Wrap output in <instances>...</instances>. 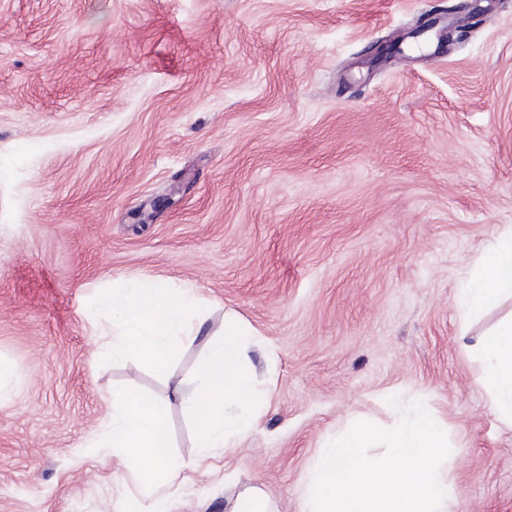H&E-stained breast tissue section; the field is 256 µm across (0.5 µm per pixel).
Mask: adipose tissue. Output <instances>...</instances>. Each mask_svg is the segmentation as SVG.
<instances>
[{"label": "adipose tissue", "mask_w": 512, "mask_h": 512, "mask_svg": "<svg viewBox=\"0 0 512 512\" xmlns=\"http://www.w3.org/2000/svg\"><path fill=\"white\" fill-rule=\"evenodd\" d=\"M512 298V225L504 226L457 298L460 308L479 314ZM98 308L117 313L121 334L103 340L113 358L135 357L166 370L173 348L200 338L207 302L194 288H166L143 278L115 282L97 301ZM253 330L230 316L223 330L205 340L196 363L204 384L190 406L198 415L195 446L199 458L232 451L259 425L266 397L255 388L245 363V344ZM486 359L483 386L489 411L512 428V314L486 329L475 343ZM112 413L105 424L106 447L119 453L139 475L149 512H172L189 483L185 465L172 459L165 416L169 402L127 388L109 395Z\"/></svg>", "instance_id": "adipose-tissue-1"}]
</instances>
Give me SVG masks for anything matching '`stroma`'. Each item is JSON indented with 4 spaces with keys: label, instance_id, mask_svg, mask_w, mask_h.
I'll list each match as a JSON object with an SVG mask.
<instances>
[{
    "label": "stroma",
    "instance_id": "1",
    "mask_svg": "<svg viewBox=\"0 0 512 512\" xmlns=\"http://www.w3.org/2000/svg\"><path fill=\"white\" fill-rule=\"evenodd\" d=\"M0 0V512H135L100 447L113 388L193 398L204 335L234 314L269 402L239 449L195 464L174 512L246 488L301 512L337 430L448 429L457 512H512V430L486 409L456 297L512 225V0ZM451 42L413 36L423 17ZM402 51L377 55L378 46ZM185 283L202 339L167 372L113 360L93 304L113 280Z\"/></svg>",
    "mask_w": 512,
    "mask_h": 512
}]
</instances>
